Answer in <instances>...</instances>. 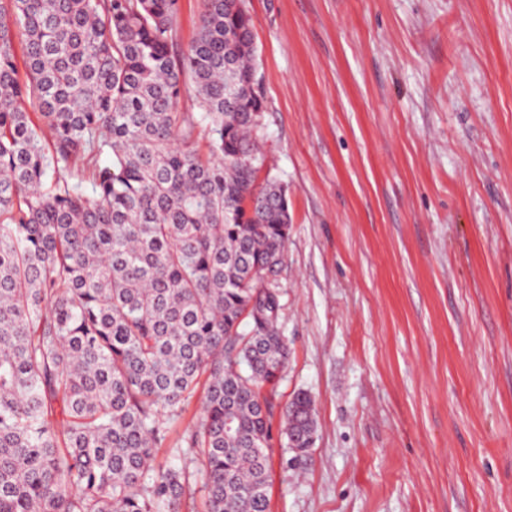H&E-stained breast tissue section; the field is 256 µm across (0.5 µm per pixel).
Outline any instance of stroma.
I'll return each instance as SVG.
<instances>
[{"mask_svg":"<svg viewBox=\"0 0 512 512\" xmlns=\"http://www.w3.org/2000/svg\"><path fill=\"white\" fill-rule=\"evenodd\" d=\"M305 456L269 512H512V0H247Z\"/></svg>","mask_w":512,"mask_h":512,"instance_id":"obj_1","label":"stroma"}]
</instances>
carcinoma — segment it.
Listing matches in <instances>:
<instances>
[{
    "label": "carcinoma",
    "mask_w": 512,
    "mask_h": 512,
    "mask_svg": "<svg viewBox=\"0 0 512 512\" xmlns=\"http://www.w3.org/2000/svg\"><path fill=\"white\" fill-rule=\"evenodd\" d=\"M179 11L0 0V512H268L288 200L246 0L185 49ZM282 420L307 452L311 399Z\"/></svg>",
    "instance_id": "cac0c4a2"
}]
</instances>
